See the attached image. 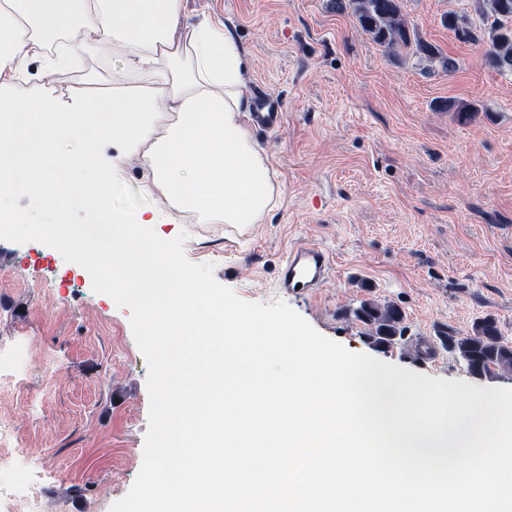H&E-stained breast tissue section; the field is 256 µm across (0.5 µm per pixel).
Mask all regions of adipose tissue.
I'll list each match as a JSON object with an SVG mask.
<instances>
[{
  "instance_id": "adipose-tissue-1",
  "label": "adipose tissue",
  "mask_w": 512,
  "mask_h": 512,
  "mask_svg": "<svg viewBox=\"0 0 512 512\" xmlns=\"http://www.w3.org/2000/svg\"><path fill=\"white\" fill-rule=\"evenodd\" d=\"M184 0H0V88L39 63L44 96L0 97V175L20 191L49 172L75 169L73 203L103 214L112 172L94 152L56 159L39 155L35 136L67 143L120 141L124 160L143 165L150 185L180 222L193 212L208 224L263 223L284 193L257 148L248 116L253 103L245 51L231 20L183 21ZM108 46L123 59L108 92L52 97L53 77Z\"/></svg>"
}]
</instances>
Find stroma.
Returning a JSON list of instances; mask_svg holds the SVG:
<instances>
[{
	"instance_id": "stroma-1",
	"label": "stroma",
	"mask_w": 512,
	"mask_h": 512,
	"mask_svg": "<svg viewBox=\"0 0 512 512\" xmlns=\"http://www.w3.org/2000/svg\"><path fill=\"white\" fill-rule=\"evenodd\" d=\"M451 12L459 30L443 23ZM403 13L454 70L389 55L327 0H185L186 23L234 22L253 95L272 96L285 114L279 128L252 132L284 185L263 223L239 229L195 215L170 223L143 167L121 161L115 145L106 150L142 196L141 211L156 216V235H185L186 258L212 265L243 300L284 301L354 353L512 389V370L470 374L443 344L488 317L512 343V73L487 63L474 0H403ZM120 65L103 52L59 73L55 87L111 90ZM462 104L476 108L474 118L458 119ZM303 243L328 252V279L312 293L282 292L281 264ZM54 253L0 239V337L17 344L14 385L0 387V412L19 435L8 452L16 479L40 477L47 512H110L142 464L149 366L130 309L95 292L78 264L75 285H63ZM366 301L401 310L395 344L373 343L357 315ZM426 339L429 359L419 356Z\"/></svg>"
}]
</instances>
